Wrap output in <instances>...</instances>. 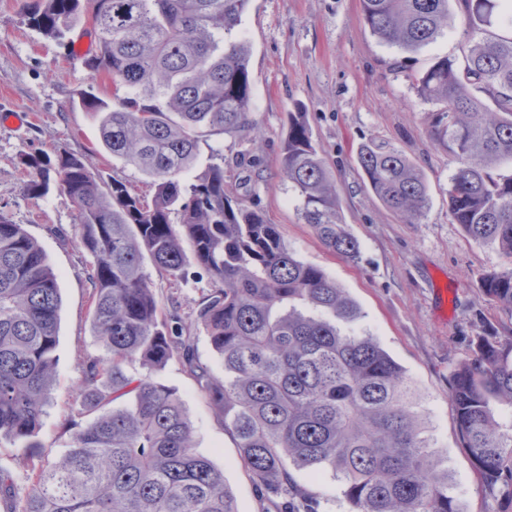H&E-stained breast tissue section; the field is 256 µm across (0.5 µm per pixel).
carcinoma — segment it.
<instances>
[{
  "mask_svg": "<svg viewBox=\"0 0 512 512\" xmlns=\"http://www.w3.org/2000/svg\"><path fill=\"white\" fill-rule=\"evenodd\" d=\"M251 0H22L30 26L61 41L93 15L97 48L84 58L126 89L114 107L86 92L103 148L151 179L146 201L106 183L77 154L21 159L26 190L55 179L76 210L77 243L91 257L92 323L104 356L83 369L80 398L62 423L60 457L28 460L24 491L0 474V512H238L224 471L196 450L180 398L151 379L178 361L209 396L259 485H288V465L330 472L354 512H464L434 454V440L403 368L370 336L342 332L356 302L318 265L298 258L279 226L226 191L224 164L196 167L199 143L222 134L256 142L250 45L237 34ZM364 26L406 52L448 27L450 0H361ZM471 33L496 24L459 57H436L412 76L441 104L431 143L457 162L448 211L466 238L512 260V0H457ZM364 185L414 224L429 192L399 147L364 145ZM280 174L304 223L328 252L356 260L339 192L300 105L288 112ZM191 252H186L184 244ZM173 284L194 264L209 291L193 321L224 362L216 381L195 358L178 306L160 317L145 262ZM480 288L512 314V269H491ZM61 295L57 276L24 225L0 215V441H33L54 382ZM139 363L145 372L131 373ZM449 398L486 490L512 502V336H480L453 372Z\"/></svg>",
  "mask_w": 512,
  "mask_h": 512,
  "instance_id": "carcinoma-1",
  "label": "carcinoma"
}]
</instances>
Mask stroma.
<instances>
[{"label": "stroma", "instance_id": "35a3bbf8", "mask_svg": "<svg viewBox=\"0 0 512 512\" xmlns=\"http://www.w3.org/2000/svg\"><path fill=\"white\" fill-rule=\"evenodd\" d=\"M240 30L252 46L253 117L262 137L207 138L200 144L199 165L209 164L212 147L222 145L234 194L257 205L300 259L325 269L358 303L361 316L345 332L373 337L420 390L440 469L464 512H494L481 473L462 445L449 388L476 336L512 333V315L479 288L481 274L503 260L494 247L468 241L453 224L446 190L456 164L428 136L429 118L439 105L421 98L409 78L434 57L461 55L469 39L459 10H451L443 35L413 53L368 33L361 0H252ZM86 90L114 103L124 95L111 75L91 74L81 55L29 26L20 0H0V107L29 116L18 127L0 123V214L25 225L39 241L62 298L56 376L36 436L53 456L68 445L62 422L78 401L84 363L102 349L91 332L89 256L75 242V207L55 186L40 197L27 195L29 175L21 157L76 153L103 180L120 179L148 199L154 193L150 179L101 148L97 122L75 105ZM297 104L336 180L343 221L360 246L357 261L321 246L280 176L287 114ZM371 141L400 147L424 173L430 202L420 223L387 210L364 186L357 153ZM151 282L162 314L176 304L187 322L207 291L206 281L193 278L175 285L155 273ZM152 377L181 399L198 452L223 470L239 512H278L282 495L259 489L208 397L179 363L169 362ZM288 471L291 490L301 493V512H350L343 486L331 474L315 479L293 465Z\"/></svg>", "mask_w": 512, "mask_h": 512}]
</instances>
